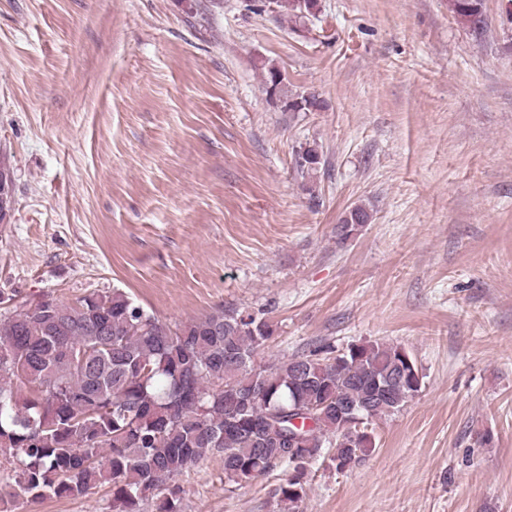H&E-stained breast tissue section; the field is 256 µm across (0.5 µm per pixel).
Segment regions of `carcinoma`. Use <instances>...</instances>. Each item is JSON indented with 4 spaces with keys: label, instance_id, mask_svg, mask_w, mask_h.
Here are the masks:
<instances>
[{
    "label": "carcinoma",
    "instance_id": "cac0c4a2",
    "mask_svg": "<svg viewBox=\"0 0 512 512\" xmlns=\"http://www.w3.org/2000/svg\"><path fill=\"white\" fill-rule=\"evenodd\" d=\"M448 8L474 34L486 29L485 0H449ZM252 10L304 24L320 4L252 0ZM264 83L283 112L323 108L315 94L289 90L273 66ZM321 159L309 144L299 170L312 176ZM371 219L365 206L352 207L336 237L347 241ZM273 333L268 320L235 307L172 324L119 288L72 301L0 295V454L14 472L10 489L0 490V512H13L19 499L78 497L104 484L112 485V512H140L154 497L159 512H181L177 487L166 481L214 454L234 482L292 469L279 498L299 512L318 452L330 450L339 469L372 451L369 426L404 407L424 376L403 348L378 341L262 364ZM338 406L361 414V426L340 419ZM302 410L314 417L299 429L292 419ZM290 434L302 443L296 466L284 448Z\"/></svg>",
    "mask_w": 512,
    "mask_h": 512
}]
</instances>
